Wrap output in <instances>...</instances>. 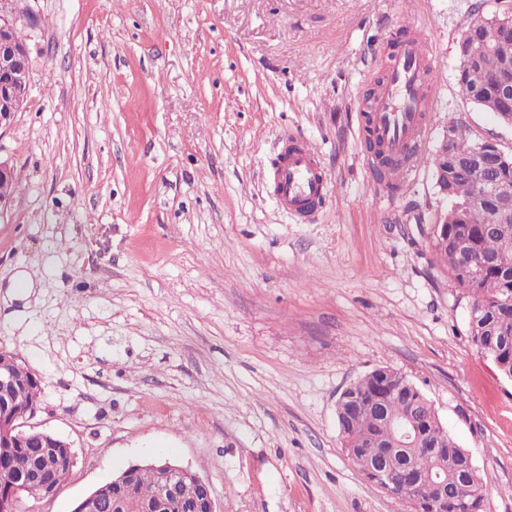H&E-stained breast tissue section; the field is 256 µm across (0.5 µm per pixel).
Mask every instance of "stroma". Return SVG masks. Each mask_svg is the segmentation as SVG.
Instances as JSON below:
<instances>
[{"mask_svg":"<svg viewBox=\"0 0 512 512\" xmlns=\"http://www.w3.org/2000/svg\"><path fill=\"white\" fill-rule=\"evenodd\" d=\"M476 0H12L27 99L0 131V347L36 374L32 424L77 465L29 512H72L119 467L191 468L220 512H408L342 450L340 393L412 380L512 512V381L467 338V299L425 235L448 202L423 166L374 194L360 134L394 33L438 63L449 126L512 154L464 99ZM312 144L330 192L296 221L266 186L275 137ZM33 281L16 298L17 278Z\"/></svg>","mask_w":512,"mask_h":512,"instance_id":"stroma-1","label":"stroma"}]
</instances>
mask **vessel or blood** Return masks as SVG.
<instances>
[{"label": "vessel or blood", "instance_id": "obj_1", "mask_svg": "<svg viewBox=\"0 0 512 512\" xmlns=\"http://www.w3.org/2000/svg\"><path fill=\"white\" fill-rule=\"evenodd\" d=\"M438 71L430 43L424 38L403 41L393 55L385 81L366 108L363 133L380 140L385 153L398 155L406 148L424 154L430 132L429 89ZM280 151L268 175L276 201L302 220L311 219L326 201L327 172L317 153L304 141L282 132Z\"/></svg>", "mask_w": 512, "mask_h": 512}]
</instances>
